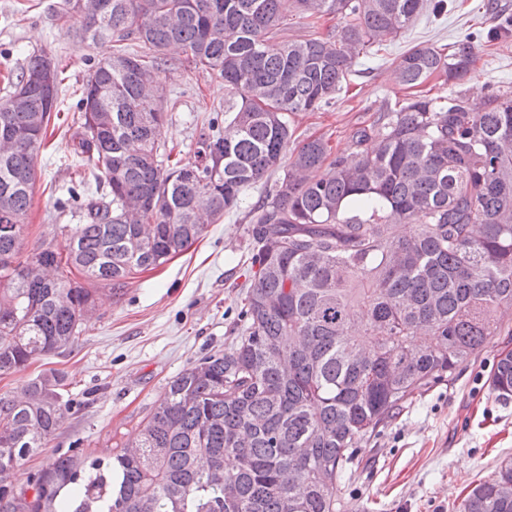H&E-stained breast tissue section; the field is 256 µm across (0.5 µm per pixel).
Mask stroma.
Wrapping results in <instances>:
<instances>
[{
  "instance_id": "1",
  "label": "stroma",
  "mask_w": 512,
  "mask_h": 512,
  "mask_svg": "<svg viewBox=\"0 0 512 512\" xmlns=\"http://www.w3.org/2000/svg\"><path fill=\"white\" fill-rule=\"evenodd\" d=\"M447 2L444 14L423 13L381 51L356 58L331 108L292 115L296 138L323 136L336 153L349 152L354 129L408 98L395 79V62L419 44L445 48L468 35L479 40V59L468 77L436 85V92L463 94L475 102L494 91L512 93V37L482 40L496 29L497 12L512 13V0H496L494 11L486 9V0ZM58 3L0 0V96L6 92L5 76L19 73L35 53L47 52L66 66L60 112L47 127L37 160L22 240L26 252L40 241L60 240L61 225L72 221L58 210L69 189L87 195L96 187L71 151L72 115L75 91L85 83L91 62L108 57L112 45H88L61 31L54 17ZM165 57L159 73L168 91L162 139L188 159L211 110L223 107L226 90L222 79L193 69L182 49H167ZM250 229L245 208L207 224L186 251L137 272L120 293L99 291L94 319L65 353L0 375V394L15 397L41 372H62L70 382L66 398L72 408L64 425L48 447L23 461L21 473L40 469L71 447L99 455L129 440L173 377L240 336L243 284L254 249ZM504 348H512V336L493 337L475 362L415 396L355 450L338 488L342 512H455L475 484L512 457V398H498L488 384Z\"/></svg>"
}]
</instances>
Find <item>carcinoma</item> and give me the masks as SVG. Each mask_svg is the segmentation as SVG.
<instances>
[{"label":"carcinoma","instance_id":"1","mask_svg":"<svg viewBox=\"0 0 512 512\" xmlns=\"http://www.w3.org/2000/svg\"><path fill=\"white\" fill-rule=\"evenodd\" d=\"M106 2L100 14L79 0L56 11L60 28L80 23L81 41L112 42L74 118L73 154L96 174V195L79 203L69 191L80 223L24 257L61 70L51 88L31 82L47 57L34 54L0 98V263L19 267H0V374L68 349L96 286L121 291L240 208L268 172L282 175L250 209L244 333L174 377L135 441L104 457L61 453L19 491L21 461L65 420L67 377L39 374L20 400L0 394V512H340L354 450L490 337L512 336V95L417 96L353 131L348 156L323 136L292 148L290 115L332 105L360 51L447 0ZM289 13L340 24L279 41ZM172 44L228 88L224 125L209 120L187 161L161 143L156 72ZM476 60L470 37L449 51L414 46L396 77L407 89L454 83ZM491 387L512 397L511 349ZM459 512H512L511 457Z\"/></svg>","mask_w":512,"mask_h":512}]
</instances>
